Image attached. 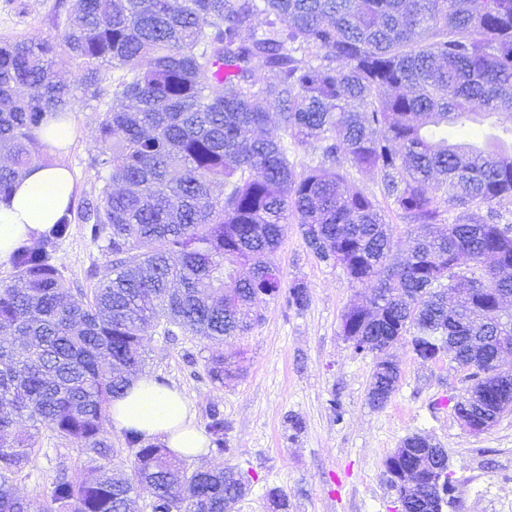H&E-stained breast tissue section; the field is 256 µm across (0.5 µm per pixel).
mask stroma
I'll return each mask as SVG.
<instances>
[{
    "label": "stroma",
    "instance_id": "stroma-1",
    "mask_svg": "<svg viewBox=\"0 0 512 512\" xmlns=\"http://www.w3.org/2000/svg\"><path fill=\"white\" fill-rule=\"evenodd\" d=\"M17 1L0 0V42L58 39L68 29L73 0H25L22 14ZM100 118L94 101L77 103L71 113V142L62 160L80 196L98 187L90 159ZM55 258L78 298L95 285L91 268L106 260L77 220ZM271 264L283 286L307 288V307L289 306L282 296L267 301L252 330L221 343L183 331L156 333L145 343L143 376L178 388L198 427H206L211 409L224 415L228 453L200 455L188 467L231 466L244 473L250 489L239 512H274L267 495L272 488L287 496V512H393L396 493L383 462L416 433L448 453L455 498L443 512H512V412L486 433L467 434L452 409L436 406L439 397L464 394L465 372L445 352L421 361L406 341L392 350L401 370L395 393L383 407L371 406L367 393L376 357L357 353L341 332L344 310L369 300L371 287L351 283L341 267L318 261L295 224ZM216 355L231 357L237 368L220 386L206 374ZM39 448L33 467L14 481L32 512H42L58 470H75L85 460L46 429L39 433Z\"/></svg>",
    "mask_w": 512,
    "mask_h": 512
}]
</instances>
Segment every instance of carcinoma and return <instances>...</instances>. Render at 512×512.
I'll list each match as a JSON object with an SVG mask.
<instances>
[{"mask_svg": "<svg viewBox=\"0 0 512 512\" xmlns=\"http://www.w3.org/2000/svg\"><path fill=\"white\" fill-rule=\"evenodd\" d=\"M74 0L61 39L0 45V201L24 176L48 118L103 96L102 73L123 72L98 125L96 194L80 204L86 237L108 256L90 271L85 301L69 295L57 244L72 209L37 245L12 257L0 281V512H29L14 479L38 440L12 436L16 419L50 430L86 457L88 478L62 470L44 512H235L248 493L239 472L187 467L161 445L125 433L117 465L110 406L137 375L148 336L173 328L222 340L251 329L258 295L281 281L269 256L288 225L306 247L373 284L376 315L347 307L341 331L382 342L418 336L464 344L479 303L512 292V150L448 143V126L481 113L512 124V0ZM77 64L61 80V57ZM224 67V76L217 74ZM275 75L262 83L256 71ZM278 112L290 144H319V165L296 171L282 140L255 132ZM372 173L414 226L392 259L390 224L376 197L348 189L344 167ZM440 176L441 200L429 194ZM224 186V196L212 187ZM241 314L224 315V290ZM300 283L288 304H308ZM228 362L207 376L224 385ZM398 365L375 363L368 399L385 405ZM209 451L224 454L214 408Z\"/></svg>", "mask_w": 512, "mask_h": 512, "instance_id": "carcinoma-1", "label": "carcinoma"}]
</instances>
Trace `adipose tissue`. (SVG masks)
I'll list each match as a JSON object with an SVG mask.
<instances>
[{"label": "adipose tissue", "instance_id": "ef3b65f1", "mask_svg": "<svg viewBox=\"0 0 512 512\" xmlns=\"http://www.w3.org/2000/svg\"><path fill=\"white\" fill-rule=\"evenodd\" d=\"M74 189L73 178L60 164L33 161L8 201L0 203V263L22 245H35L64 214ZM110 415L119 431H135L162 443L180 458H194L208 445L195 414L179 389L135 377L113 400Z\"/></svg>", "mask_w": 512, "mask_h": 512}]
</instances>
